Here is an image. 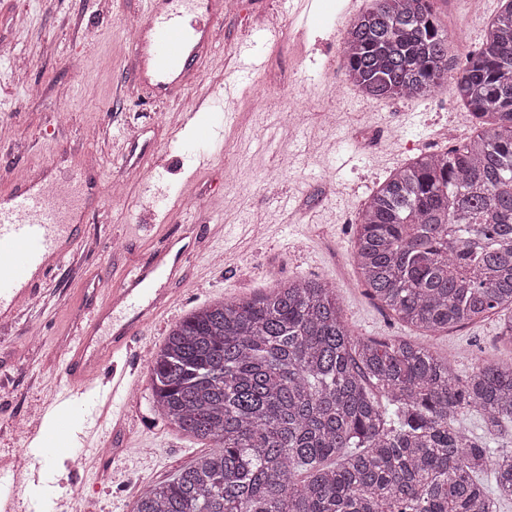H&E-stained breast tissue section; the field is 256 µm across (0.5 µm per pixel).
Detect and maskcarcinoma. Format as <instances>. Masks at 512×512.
<instances>
[{
	"label": "carcinoma",
	"mask_w": 512,
	"mask_h": 512,
	"mask_svg": "<svg viewBox=\"0 0 512 512\" xmlns=\"http://www.w3.org/2000/svg\"><path fill=\"white\" fill-rule=\"evenodd\" d=\"M448 77L452 35L431 0H374L342 67L373 99L453 80L480 130L395 169L359 215L354 264L370 298L434 334L509 311L512 344V0ZM155 413L209 451L148 486L133 512H492L512 500V364L460 378L429 346L362 340L314 279L196 309L150 355Z\"/></svg>",
	"instance_id": "obj_1"
}]
</instances>
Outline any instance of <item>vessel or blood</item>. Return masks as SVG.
Segmentation results:
<instances>
[{"label":"vessel or blood","mask_w":512,"mask_h":512,"mask_svg":"<svg viewBox=\"0 0 512 512\" xmlns=\"http://www.w3.org/2000/svg\"><path fill=\"white\" fill-rule=\"evenodd\" d=\"M146 2L135 39V69L161 98L204 62L211 30L222 12L202 0H181L176 8L171 0ZM238 57L236 79L225 83V90H237L257 68V57L250 49L239 51ZM61 200V194L46 185L44 175L32 173L17 178L12 193L0 198L1 325L15 322L31 305L38 283L78 243L76 227L70 222L72 214L62 210ZM154 272V267L148 266L129 282H100L96 293L101 301L88 308L60 363L65 381L58 386L55 401L43 407L42 413L55 418L74 445H104V416L98 414L75 424L72 407L94 389L108 402L127 395L124 374L106 377L102 369L118 354L129 353L139 330L169 302L168 291H146L144 284ZM18 483L17 473L0 470V512H27L15 493Z\"/></svg>","instance_id":"obj_1"}]
</instances>
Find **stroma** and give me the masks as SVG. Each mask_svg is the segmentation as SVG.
I'll use <instances>...</instances> for the list:
<instances>
[{
	"mask_svg": "<svg viewBox=\"0 0 512 512\" xmlns=\"http://www.w3.org/2000/svg\"><path fill=\"white\" fill-rule=\"evenodd\" d=\"M373 0H315L299 24L287 0H229L210 52L234 64L253 28L283 41L260 53L250 83L225 103L205 107L224 73L206 63L190 71L170 100L149 105L132 64L125 28L143 0H0V197L17 169H52L67 187L76 172L104 189L81 194L79 247L40 285L36 308L0 328V460L34 470L26 445L31 417L60 382L58 359L70 346L96 281H113L151 265L169 242L188 260L166 286L172 300L142 327L143 348L159 346L169 327L214 301L269 291L282 281L331 282L349 329L385 341L420 339L369 299L352 262L355 224L372 190L424 151L445 152L474 131L451 84L417 100L362 95L339 62L351 23ZM440 24L461 38L450 48L449 72L488 35L494 11L481 0H433ZM262 93V106L253 96ZM304 101L289 112L290 94ZM341 115L338 128L326 122ZM221 126V143L205 167L186 147L199 125ZM293 163L282 167L284 154ZM166 199L153 206L154 197ZM499 315L429 337L440 357L466 376L473 356L506 365L512 345L499 336ZM122 413L106 430L108 445L77 462L64 434L47 475L18 493L34 512H132L139 483L164 481L205 450L152 410L147 363L129 376Z\"/></svg>",
	"mask_w": 512,
	"mask_h": 512,
	"instance_id": "stroma-1",
	"label": "stroma"
}]
</instances>
